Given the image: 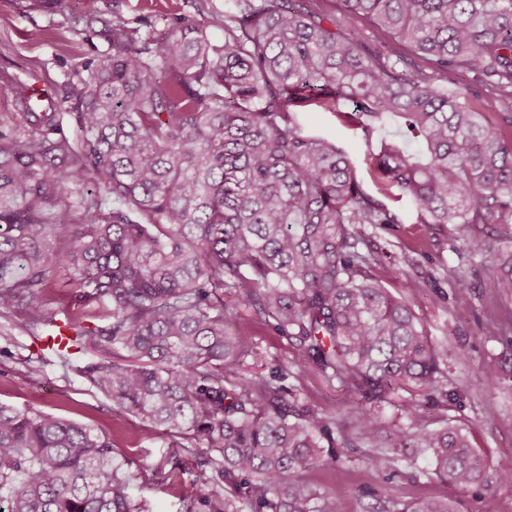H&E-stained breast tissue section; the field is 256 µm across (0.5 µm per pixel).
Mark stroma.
Segmentation results:
<instances>
[{
	"instance_id": "stroma-1",
	"label": "stroma",
	"mask_w": 512,
	"mask_h": 512,
	"mask_svg": "<svg viewBox=\"0 0 512 512\" xmlns=\"http://www.w3.org/2000/svg\"><path fill=\"white\" fill-rule=\"evenodd\" d=\"M226 4L227 0H63L60 10L51 11L36 8L34 0H0V75L50 92L82 62L107 50L104 35L88 31V19L121 17L145 38L165 31L172 18L194 17L202 8L220 11ZM36 29L41 37L34 40L30 33ZM350 109V104L344 103L334 114L311 105L302 109L300 117L307 133L341 143L355 161L365 188L373 193L377 186L368 171L373 145L362 130L339 117ZM402 216L399 224L366 226L365 243L380 256L376 274L383 277L384 287L413 307L448 373L450 397L437 409V416L463 424L482 466L491 467L499 459L512 457V383L482 380L512 342L487 331L488 324L504 313L503 307L486 300L485 283L496 262L490 256L469 258L464 240L473 230L470 227L419 224L409 209L403 210ZM409 255L415 257V266H407ZM402 268L408 270V277L422 280V287H406V277L386 278V271ZM459 283L469 289L468 302H459L454 295ZM236 323L248 331L253 346L252 355L237 364V372L266 375L276 369L288 371L290 397L329 413L347 410L351 399L337 383L314 372L292 377L298 352L293 342L275 329L273 320L241 310ZM32 354L44 358L41 373L27 369L25 359ZM99 358V352L91 348L73 351L72 366L65 372L54 354L42 352L36 337L16 333L14 344L0 353V402L20 409L31 407L113 436L115 464L133 474L172 456L166 436L147 433L146 423L119 412L111 398L80 375V368ZM367 455L366 449L356 448L342 467L307 472L314 487L335 488L336 512H364L379 497L400 503L448 497L458 501L460 512H512V483L451 489L421 477V470L429 466L426 456H418L416 465L409 466L394 455L381 469L373 466ZM210 493L189 468L174 485L151 488L145 496L152 512H179L180 499L193 500Z\"/></svg>"
}]
</instances>
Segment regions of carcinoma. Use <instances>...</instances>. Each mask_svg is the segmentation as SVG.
<instances>
[{
    "instance_id": "obj_1",
    "label": "carcinoma",
    "mask_w": 512,
    "mask_h": 512,
    "mask_svg": "<svg viewBox=\"0 0 512 512\" xmlns=\"http://www.w3.org/2000/svg\"><path fill=\"white\" fill-rule=\"evenodd\" d=\"M231 0L204 20L143 40L117 18L109 50L45 97L0 78L15 108L0 126V318L31 336L60 320L74 344L110 361L80 369L115 407L151 424L193 462L214 496L184 512H336V491L304 473L361 445L379 465L418 448L449 485L512 483V458L484 471L465 428L382 429L381 407L433 415L448 376L411 305L391 296L363 250V227L400 224L363 187L343 147L308 135L298 108L345 116L366 139L388 125L376 176L419 224H498L465 239L494 255L486 288L512 297V0ZM395 43L371 46L358 23ZM224 32L215 41L211 30ZM475 70L500 92L482 120L448 72ZM70 104L76 138L64 130ZM79 189L72 203L67 191ZM72 292L49 308L55 270ZM255 308L311 370L360 397L340 417L286 399L288 375L236 376L246 331L224 303ZM112 438L53 414L0 403V512H148ZM366 512H458L449 499Z\"/></svg>"
}]
</instances>
